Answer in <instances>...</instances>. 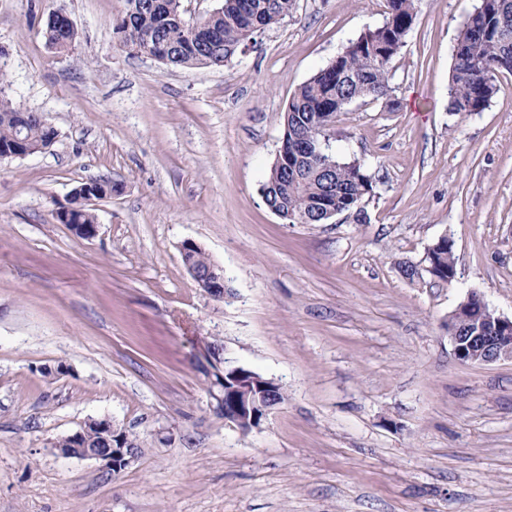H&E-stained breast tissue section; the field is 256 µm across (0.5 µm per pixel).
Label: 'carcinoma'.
Returning a JSON list of instances; mask_svg holds the SVG:
<instances>
[{
	"label": "carcinoma",
	"mask_w": 512,
	"mask_h": 512,
	"mask_svg": "<svg viewBox=\"0 0 512 512\" xmlns=\"http://www.w3.org/2000/svg\"><path fill=\"white\" fill-rule=\"evenodd\" d=\"M145 0H125L126 10L113 29L121 44L137 53H151L156 44L171 49L165 66L170 69L204 65L218 67L228 61L253 35L288 17L294 0H223L221 7L203 27L183 20L181 0H156V9L142 7ZM388 12L382 25L368 28L351 40L334 60L300 85L284 113L288 127V159L296 175L283 180L271 166L263 187L269 205L279 210L289 224L325 222L319 208L325 203L357 223L365 219L363 201L374 191L365 162L354 158L338 160L303 151L309 138L328 136L338 112L348 104L389 95V71L393 59L405 46L417 13L415 0H387ZM46 43L66 52L77 39V31L46 27ZM449 110L471 114L483 111L496 95L497 74L512 73V0H480L459 33L453 54ZM27 139L35 150L49 146L56 130L44 124L38 113L23 110L0 98V145L10 146L16 137ZM71 200L69 223L94 224L93 209ZM431 274L448 280L455 268L454 243L439 239L428 249ZM187 260L197 269L214 265L198 246Z\"/></svg>",
	"instance_id": "1"
}]
</instances>
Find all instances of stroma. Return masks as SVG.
<instances>
[{
	"mask_svg": "<svg viewBox=\"0 0 512 512\" xmlns=\"http://www.w3.org/2000/svg\"><path fill=\"white\" fill-rule=\"evenodd\" d=\"M479 4L419 0L391 96L337 115L331 152L373 180L366 222L288 224L261 194L288 101L385 0H295L223 67L177 69L121 46L123 0H0V97L57 131L0 160V512H512V361L461 364L448 336L472 292L512 318V74L483 111L448 108ZM58 10L64 53L44 38ZM91 180L112 195L86 239L56 213ZM444 235L450 283L427 270ZM211 342L288 396L252 432L216 412ZM104 417L144 443L125 470L57 452ZM51 20L56 22L57 26L50 27L47 24L45 31L46 43L49 47L56 46L60 52L69 51L77 39V31L74 28H69L67 31H63L60 24H66L74 26L73 21L68 14L62 11H56L51 15Z\"/></svg>",
	"mask_w": 512,
	"mask_h": 512,
	"instance_id": "1",
	"label": "stroma"
}]
</instances>
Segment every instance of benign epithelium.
Returning <instances> with one entry per match:
<instances>
[{"mask_svg": "<svg viewBox=\"0 0 512 512\" xmlns=\"http://www.w3.org/2000/svg\"><path fill=\"white\" fill-rule=\"evenodd\" d=\"M191 274L211 296L226 297L224 285L214 279L211 272L193 269ZM448 336L453 343L455 357L463 364L512 361V318L495 314L483 298L476 297L473 292L467 295L462 305L455 309L452 320L448 321ZM233 371L237 376L224 382V394L218 398L224 421L239 430L246 424L257 428L275 408L273 395L278 384L267 378L247 377L237 367ZM97 423L104 447H81L83 431L79 430L72 434L74 447L61 448L59 452L65 457L98 460L106 470L118 473L134 461L136 453L124 447L125 432L114 427L111 420L101 418Z\"/></svg>", "mask_w": 512, "mask_h": 512, "instance_id": "benign-epithelium-1", "label": "benign epithelium"}]
</instances>
